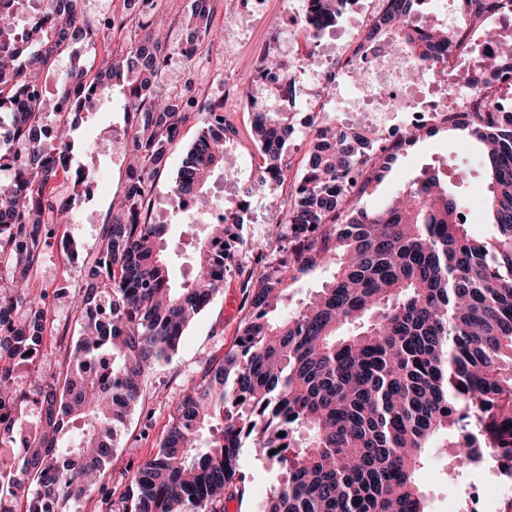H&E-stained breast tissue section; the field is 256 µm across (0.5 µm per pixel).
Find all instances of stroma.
I'll use <instances>...</instances> for the list:
<instances>
[{
  "label": "stroma",
  "instance_id": "stroma-1",
  "mask_svg": "<svg viewBox=\"0 0 512 512\" xmlns=\"http://www.w3.org/2000/svg\"><path fill=\"white\" fill-rule=\"evenodd\" d=\"M288 2L265 0L263 13L252 16L243 0H217L212 27L225 31L226 38L220 46L210 40L199 46L195 59L202 79L217 83L226 77L239 79L254 73L265 55L275 50L276 22L287 12ZM251 112L245 86H236L225 96L224 116L235 129L234 150L240 169L217 170L209 184L212 195H233L240 172L249 171L255 161ZM208 119L207 112L202 111L185 126L181 141L170 151L167 166L155 178L148 212L150 221L172 227L168 251L174 256L172 274L179 282L191 273L187 256L199 231L185 225L171 199V186L189 146ZM430 127V134L400 149L383 181L371 185L365 205L382 208L423 170L435 168L447 174L449 189L461 196L470 233L479 239L494 238L496 228L485 212L490 181L483 163V144L467 130L440 121L431 122ZM66 135L71 142L73 168L99 174L101 184L99 189L77 192L70 177L57 181V188L75 195L76 209L70 216L68 234L77 246L80 262L68 263L50 247L40 270L66 277L75 292L83 282V263L95 256L101 228L111 221L124 190L130 160L125 146L131 130L122 88L111 86L98 110L81 114L77 127L67 129ZM243 299L237 272L228 273L223 288L187 327L177 351L169 360L155 363L145 376L140 400L127 419L106 469L114 499H121L133 472L156 454L182 392L198 383L205 368L215 364L234 343L244 316ZM452 459V453H435L417 475L427 495L429 512H506L512 504V482L499 480L485 468L455 470ZM240 468L246 477L244 490L225 497L224 503L233 512H260L261 503L277 484L278 471L257 460L248 448L240 455Z\"/></svg>",
  "mask_w": 512,
  "mask_h": 512
}]
</instances>
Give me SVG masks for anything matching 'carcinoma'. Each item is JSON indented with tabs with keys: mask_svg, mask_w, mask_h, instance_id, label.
<instances>
[{
	"mask_svg": "<svg viewBox=\"0 0 512 512\" xmlns=\"http://www.w3.org/2000/svg\"><path fill=\"white\" fill-rule=\"evenodd\" d=\"M19 2L0 0V167L15 148L26 152L0 191V403L16 405L0 426V512H19L22 497L25 512H48L51 502L91 494L113 512L101 476L142 379L224 286L238 243L250 262L247 271L237 267L247 305L239 342L181 394L158 454L131 478L123 512H224V494L244 482L247 444L278 470L261 512H427L416 475L433 448L457 449V468L492 462L512 470V118L494 120L488 93L512 69V50L484 60L478 111L460 123L485 146L492 241L469 234L462 202L439 170L424 171L381 209L362 207L395 154L385 153L374 128L342 133L324 119L310 124L309 162L277 221L278 250L230 238L248 221L255 183L243 180L239 206L224 208V223L204 225L193 275L178 287L166 259L169 225L149 223L147 212L154 178L191 118L192 99L151 95L180 47L149 18L138 23L148 33L120 59L70 68L58 98L72 101V112H90L102 90L123 87L136 165L86 265L66 371L47 377L39 359L50 305L34 276L42 237L69 221L52 184L67 171L71 144L51 153L42 134L50 123L65 129L71 112L47 110L31 94L38 82L28 69L49 70L69 46L112 29L86 18L82 0H46L19 41L11 34ZM214 2L190 0L191 52L211 34ZM343 2L314 0L316 26L305 39L335 26ZM457 2L464 26L503 8L499 0ZM414 14V0H388L369 53L454 43L445 27L411 26ZM441 72L422 53L405 78ZM230 130L227 122L201 130L175 178V200L207 197ZM251 131L261 158L251 172L273 191L291 170L292 116L257 109ZM324 267L331 278L288 309L291 288ZM18 364L33 378L27 395L16 389Z\"/></svg>",
	"mask_w": 512,
	"mask_h": 512,
	"instance_id": "obj_1",
	"label": "carcinoma"
}]
</instances>
